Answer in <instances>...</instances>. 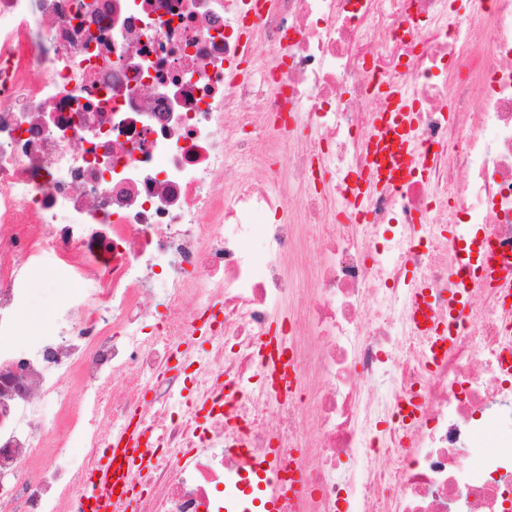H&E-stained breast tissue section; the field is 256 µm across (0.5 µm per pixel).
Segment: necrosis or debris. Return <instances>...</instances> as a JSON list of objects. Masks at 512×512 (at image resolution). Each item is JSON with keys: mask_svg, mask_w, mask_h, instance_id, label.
Masks as SVG:
<instances>
[{"mask_svg": "<svg viewBox=\"0 0 512 512\" xmlns=\"http://www.w3.org/2000/svg\"><path fill=\"white\" fill-rule=\"evenodd\" d=\"M255 2L0 0V512H59L33 464L93 458L103 421L152 450L136 512H248L249 475L297 468L271 512H512V295L470 286L512 263V0ZM393 84L420 151L383 187ZM49 255L70 288L25 346ZM489 426L503 445L471 463Z\"/></svg>", "mask_w": 512, "mask_h": 512, "instance_id": "obj_1", "label": "necrosis or debris"}]
</instances>
